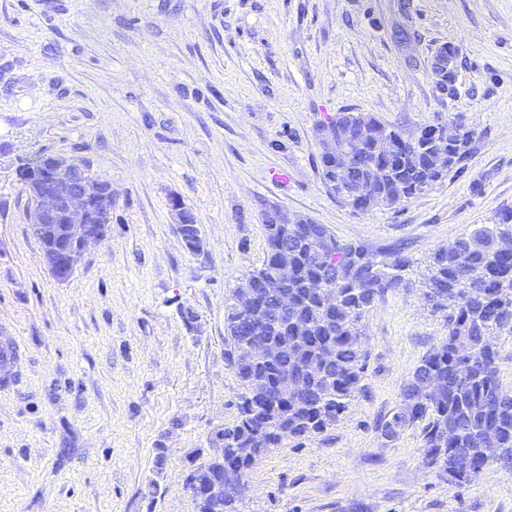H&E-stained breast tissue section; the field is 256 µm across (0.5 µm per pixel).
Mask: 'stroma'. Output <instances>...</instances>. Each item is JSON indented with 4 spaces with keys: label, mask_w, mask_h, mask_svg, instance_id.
<instances>
[{
    "label": "stroma",
    "mask_w": 512,
    "mask_h": 512,
    "mask_svg": "<svg viewBox=\"0 0 512 512\" xmlns=\"http://www.w3.org/2000/svg\"><path fill=\"white\" fill-rule=\"evenodd\" d=\"M445 44L454 97L430 72ZM339 112L406 135L460 118L470 152L417 197L357 211L322 176L319 126ZM38 153L112 185L107 235L65 281L16 174ZM275 207L410 265L363 319L362 392L264 455L238 512H512V468L459 486L425 467L419 428L380 430L448 336L422 296L432 254L512 210V0H0V336L23 344L0 391V512H195L186 456L212 454L244 391L224 304ZM171 205L178 214L179 226L186 224L180 229V233L186 246L194 252L200 251L199 247L202 245V239L198 224H196L197 222L194 213L178 198H173Z\"/></svg>",
    "instance_id": "35a3bbf8"
}]
</instances>
